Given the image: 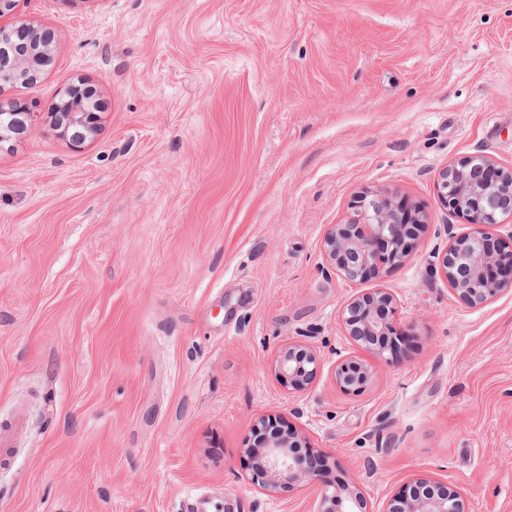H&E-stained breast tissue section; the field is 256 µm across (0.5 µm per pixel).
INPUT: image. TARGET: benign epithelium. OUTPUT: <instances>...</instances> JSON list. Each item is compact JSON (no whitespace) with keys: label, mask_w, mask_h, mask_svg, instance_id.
Instances as JSON below:
<instances>
[{"label":"benign epithelium","mask_w":512,"mask_h":512,"mask_svg":"<svg viewBox=\"0 0 512 512\" xmlns=\"http://www.w3.org/2000/svg\"><path fill=\"white\" fill-rule=\"evenodd\" d=\"M16 33L26 40L23 53L9 59L0 57V141L32 120V112L15 99L4 97L7 89L27 85V77L43 75L53 61L52 43L45 31L32 23H0V40ZM93 87L71 84L61 91L65 112L54 113L55 125L81 143L94 132ZM440 204L470 224L469 231L449 234L436 272L448 283L452 295L468 307H478L512 287V249L498 247L484 228L499 223V214L512 212V167L499 165L485 155H473L451 163L437 176ZM355 218L331 227L324 238L325 252L336 271L347 278L379 271L383 264L406 259L414 249L417 229L425 223L420 211L392 197L356 198ZM393 296L384 291L358 295L342 311L347 335L365 351L382 356L394 354L400 332L390 318ZM319 357L310 346L290 342L278 352L272 374L290 393L302 392L314 382ZM337 386L345 393L364 392L372 378L370 366L356 356L340 359L334 369ZM307 442L294 430L277 431L260 437L243 452L250 458L246 481L272 494L288 484L320 486L317 512H367V503L357 487L321 480L320 472L304 454L294 452ZM385 512H467L464 496L429 476L413 479L387 503Z\"/></svg>","instance_id":"obj_1"}]
</instances>
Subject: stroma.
<instances>
[{
	"instance_id": "1",
	"label": "stroma",
	"mask_w": 512,
	"mask_h": 512,
	"mask_svg": "<svg viewBox=\"0 0 512 512\" xmlns=\"http://www.w3.org/2000/svg\"><path fill=\"white\" fill-rule=\"evenodd\" d=\"M55 61L15 90L0 142V512H316L314 487L245 479L259 418L296 428L384 512L428 475L468 512H512V289L470 308L435 271L436 175L512 166V0H19ZM97 131L61 137L67 84ZM427 215L413 253L348 279L323 240L358 192ZM394 297L408 342L378 356L341 311ZM321 367L300 393L283 345ZM356 356L359 395L334 380ZM319 365V357L313 348L301 342H289L278 352L271 370L282 388L298 393L314 382ZM337 386L345 393L360 394L369 386L372 378L370 366L356 356L340 359L334 369Z\"/></svg>"
}]
</instances>
